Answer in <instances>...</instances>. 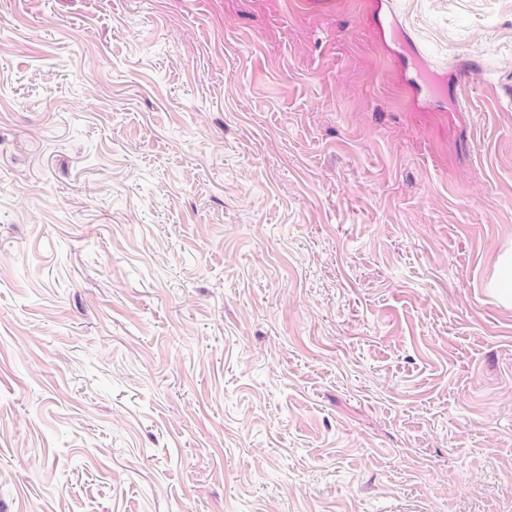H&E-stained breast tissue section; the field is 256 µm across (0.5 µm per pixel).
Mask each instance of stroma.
<instances>
[{
    "instance_id": "1",
    "label": "stroma",
    "mask_w": 512,
    "mask_h": 512,
    "mask_svg": "<svg viewBox=\"0 0 512 512\" xmlns=\"http://www.w3.org/2000/svg\"><path fill=\"white\" fill-rule=\"evenodd\" d=\"M382 2L0 0V512H512V0ZM489 291L502 305L512 307V246L504 248L498 258Z\"/></svg>"
}]
</instances>
